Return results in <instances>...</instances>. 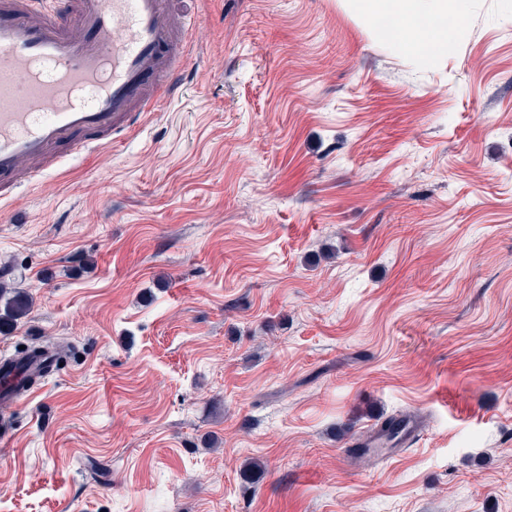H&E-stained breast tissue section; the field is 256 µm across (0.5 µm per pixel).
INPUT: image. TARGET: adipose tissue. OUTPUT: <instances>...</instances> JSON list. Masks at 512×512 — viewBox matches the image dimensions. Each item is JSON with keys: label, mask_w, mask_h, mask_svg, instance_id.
Instances as JSON below:
<instances>
[{"label": "adipose tissue", "mask_w": 512, "mask_h": 512, "mask_svg": "<svg viewBox=\"0 0 512 512\" xmlns=\"http://www.w3.org/2000/svg\"><path fill=\"white\" fill-rule=\"evenodd\" d=\"M352 15L373 30L391 20L395 50L439 59L458 49V22L470 0H341Z\"/></svg>", "instance_id": "obj_1"}]
</instances>
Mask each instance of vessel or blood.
<instances>
[{"label":"vessel or blood","mask_w":512,"mask_h":512,"mask_svg":"<svg viewBox=\"0 0 512 512\" xmlns=\"http://www.w3.org/2000/svg\"><path fill=\"white\" fill-rule=\"evenodd\" d=\"M196 24L169 0H0V200L171 98Z\"/></svg>","instance_id":"1"}]
</instances>
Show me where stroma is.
Segmentation results:
<instances>
[{"label":"stroma","instance_id":"1","mask_svg":"<svg viewBox=\"0 0 512 512\" xmlns=\"http://www.w3.org/2000/svg\"><path fill=\"white\" fill-rule=\"evenodd\" d=\"M171 9L175 98L0 202V355L70 350L0 405V512H512V0L432 61L339 0ZM2 300H4V314L0 318L4 321L23 318L29 311V300L26 295L16 291L8 293L7 288L0 285V301Z\"/></svg>","mask_w":512,"mask_h":512}]
</instances>
